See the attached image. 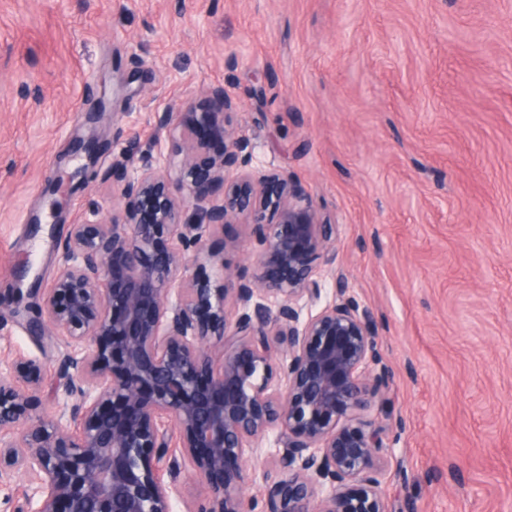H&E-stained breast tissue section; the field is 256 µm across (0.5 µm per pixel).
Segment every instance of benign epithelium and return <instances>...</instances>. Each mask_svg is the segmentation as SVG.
<instances>
[{"instance_id": "benign-epithelium-1", "label": "benign epithelium", "mask_w": 512, "mask_h": 512, "mask_svg": "<svg viewBox=\"0 0 512 512\" xmlns=\"http://www.w3.org/2000/svg\"><path fill=\"white\" fill-rule=\"evenodd\" d=\"M236 108L209 85L171 107L157 156L128 140L107 173L122 216L93 204L53 284L28 290L70 402L38 410L36 359L0 372V484L24 478L17 512H172L186 470L205 487L188 512H254L257 454L275 471L251 478L264 512H387V425L366 418L387 380L376 336L342 272L322 299L336 225L288 172L253 167ZM240 221L260 246L248 280L208 245Z\"/></svg>"}]
</instances>
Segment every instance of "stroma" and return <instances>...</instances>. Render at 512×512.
<instances>
[{"mask_svg": "<svg viewBox=\"0 0 512 512\" xmlns=\"http://www.w3.org/2000/svg\"><path fill=\"white\" fill-rule=\"evenodd\" d=\"M213 84L254 164L336 224L388 374V512H512V0H0V362L39 360L57 411V344L17 291L52 284L69 220L111 209L127 139L157 154L172 104ZM90 116L95 168L47 194ZM210 243L251 276L250 225Z\"/></svg>", "mask_w": 512, "mask_h": 512, "instance_id": "obj_1", "label": "stroma"}]
</instances>
